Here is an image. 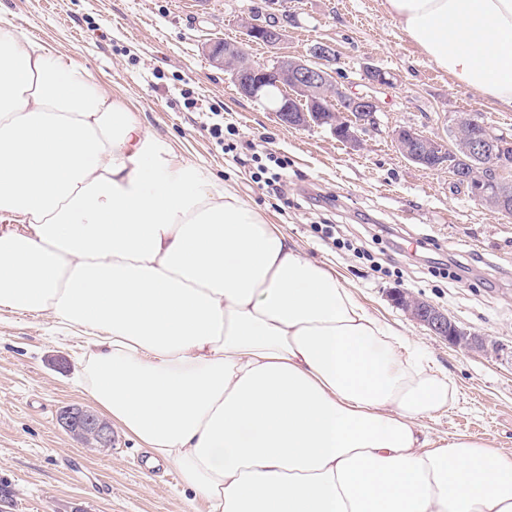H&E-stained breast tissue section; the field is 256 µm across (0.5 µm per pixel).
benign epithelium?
Returning <instances> with one entry per match:
<instances>
[{
  "mask_svg": "<svg viewBox=\"0 0 512 512\" xmlns=\"http://www.w3.org/2000/svg\"><path fill=\"white\" fill-rule=\"evenodd\" d=\"M243 33L238 44L210 40L201 46L209 64L231 75L239 93L263 104L277 120L290 128L324 126L341 134L353 150L365 148L359 117L376 119L377 98L342 87L336 69V48L327 42L311 45L309 56L281 54L271 66L252 61L244 45L261 43L272 49L288 36V19L270 27L253 15L240 18ZM369 87L390 85L391 73L372 65L363 66ZM398 151L410 162L429 171L442 169L454 181L471 184L474 198L491 210L512 213V139L486 129L473 113H460L448 125V137L430 136L413 127L392 131ZM392 301L433 335L470 354L486 347L487 339L459 327L434 304L408 291H395ZM57 423L66 432L94 448L108 449L115 442L112 425L93 409L70 404L62 407Z\"/></svg>",
  "mask_w": 512,
  "mask_h": 512,
  "instance_id": "7a95c632",
  "label": "benign epithelium"
}]
</instances>
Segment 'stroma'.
<instances>
[{
  "label": "stroma",
  "mask_w": 512,
  "mask_h": 512,
  "mask_svg": "<svg viewBox=\"0 0 512 512\" xmlns=\"http://www.w3.org/2000/svg\"><path fill=\"white\" fill-rule=\"evenodd\" d=\"M264 0H0V14L74 56L97 83L124 100L150 131L191 164L208 170L279 225L310 260L334 264L361 302L414 338L451 375V405L425 416L433 437L467 436L512 452V217L488 210L454 188L443 171H426L397 150L391 131L411 126L445 134L451 118L480 112L512 133V112L496 111L477 90L432 66L386 13L383 0H282L295 17L282 50L247 45L250 59L278 52L307 55L319 40L335 44L350 90L363 88L362 66L394 75L375 89L378 123L354 151L323 128L291 129L241 96L200 46L241 39L239 19ZM224 123L216 144L212 111ZM287 165L281 196L241 165L249 145ZM341 225L353 249L321 240L313 227ZM370 249L371 270L356 247ZM463 268V281L433 268ZM402 289L438 306L459 326L487 339L466 354L413 321L391 298ZM81 342L62 337L48 316L0 313V484L13 496L7 512H204L180 478L152 480L136 464L137 441L118 431L116 448L89 447L63 431L61 407L90 404L80 385Z\"/></svg>",
  "instance_id": "1"
}]
</instances>
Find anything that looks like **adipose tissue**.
<instances>
[{
	"mask_svg": "<svg viewBox=\"0 0 512 512\" xmlns=\"http://www.w3.org/2000/svg\"><path fill=\"white\" fill-rule=\"evenodd\" d=\"M512 112V0H384ZM0 312L83 342L86 393L207 512H512V454L420 417L454 384L235 188L0 17Z\"/></svg>",
	"mask_w": 512,
	"mask_h": 512,
	"instance_id": "ef3b65f1",
	"label": "adipose tissue"
}]
</instances>
